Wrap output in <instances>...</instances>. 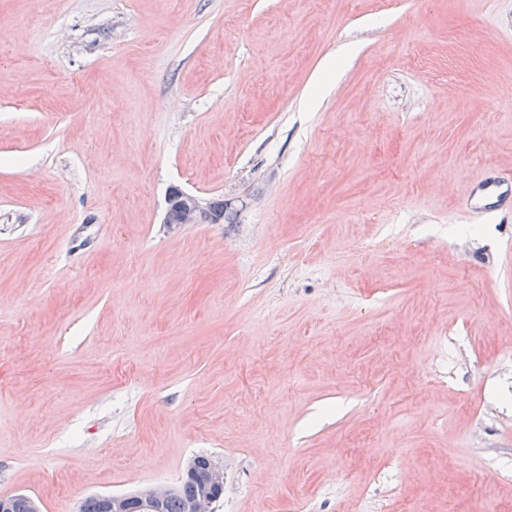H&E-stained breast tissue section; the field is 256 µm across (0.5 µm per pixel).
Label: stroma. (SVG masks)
Segmentation results:
<instances>
[{
    "label": "stroma",
    "instance_id": "stroma-1",
    "mask_svg": "<svg viewBox=\"0 0 512 512\" xmlns=\"http://www.w3.org/2000/svg\"><path fill=\"white\" fill-rule=\"evenodd\" d=\"M487 173L512 0H0V497L512 512ZM182 195L187 208L190 211V223H197L200 221V206L198 199L195 195L184 192ZM202 210L205 213V218L197 224H230L231 217L233 216V209L230 208L227 202L224 203V200L218 199L211 201L209 203H205L202 205ZM187 470V476L198 480L206 489L203 498L202 485L186 477L180 479L176 490L166 493L159 501L158 489L151 488L135 495L106 494L89 497L83 501L80 512H215L214 503L221 497L224 489V468L208 456H199ZM103 503H101V501ZM201 499V500H200ZM200 500L190 511L188 507Z\"/></svg>",
    "mask_w": 512,
    "mask_h": 512
}]
</instances>
